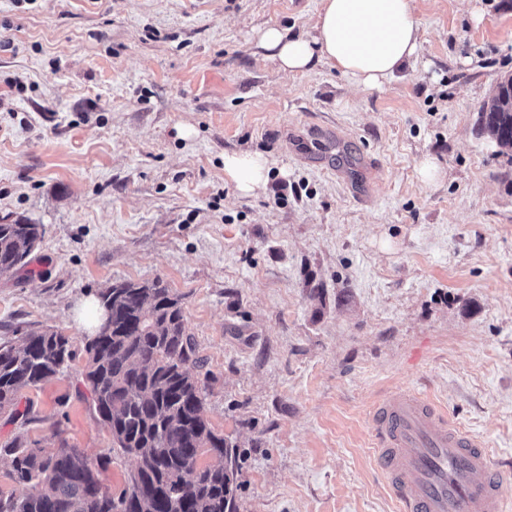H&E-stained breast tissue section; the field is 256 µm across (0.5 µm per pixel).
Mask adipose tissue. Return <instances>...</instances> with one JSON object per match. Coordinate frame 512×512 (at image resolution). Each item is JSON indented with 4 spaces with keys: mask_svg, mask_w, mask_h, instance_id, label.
I'll use <instances>...</instances> for the list:
<instances>
[{
    "mask_svg": "<svg viewBox=\"0 0 512 512\" xmlns=\"http://www.w3.org/2000/svg\"><path fill=\"white\" fill-rule=\"evenodd\" d=\"M313 29L309 35L271 26L261 31L258 45L282 72L325 65L362 90L382 89L421 48L412 0H321ZM271 165L258 152L224 156L225 176L246 195L266 188Z\"/></svg>",
    "mask_w": 512,
    "mask_h": 512,
    "instance_id": "1",
    "label": "adipose tissue"
}]
</instances>
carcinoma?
Here are the masks:
<instances>
[{"instance_id":"obj_1","label":"carcinoma","mask_w":512,"mask_h":512,"mask_svg":"<svg viewBox=\"0 0 512 512\" xmlns=\"http://www.w3.org/2000/svg\"><path fill=\"white\" fill-rule=\"evenodd\" d=\"M478 132L512 150V78L483 108ZM43 235L41 224H0V275H31ZM96 298L112 328L86 342L81 378L113 444L136 459L129 487L114 495L99 480L105 461L76 448H31L18 433L0 443L18 486L0 495V512H238L236 446L205 417V361L185 333L179 297L155 280L115 282ZM76 356L55 327L0 342V411L25 425L31 407L18 409L23 390L64 374ZM204 453L211 461L194 469Z\"/></svg>"}]
</instances>
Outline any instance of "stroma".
Masks as SVG:
<instances>
[{"label":"stroma","mask_w":512,"mask_h":512,"mask_svg":"<svg viewBox=\"0 0 512 512\" xmlns=\"http://www.w3.org/2000/svg\"><path fill=\"white\" fill-rule=\"evenodd\" d=\"M319 2L0 0V220L44 227L33 277L0 276V338L53 326L80 352L84 300L161 281L237 446L239 512H396L369 425L394 389L427 393L512 483V152L477 130L512 77V0H413L418 60L358 92L258 46L310 30ZM323 125L329 159L306 150ZM238 150L274 159L265 191L225 177ZM83 365L25 389L32 420L0 414V442L111 457L117 494L136 460Z\"/></svg>","instance_id":"obj_1"}]
</instances>
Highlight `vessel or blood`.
<instances>
[{
  "label": "vessel or blood",
  "instance_id": "b4317fda",
  "mask_svg": "<svg viewBox=\"0 0 512 512\" xmlns=\"http://www.w3.org/2000/svg\"><path fill=\"white\" fill-rule=\"evenodd\" d=\"M378 463L400 512H512V487L485 442L429 397L399 389L371 417Z\"/></svg>",
  "mask_w": 512,
  "mask_h": 512
}]
</instances>
